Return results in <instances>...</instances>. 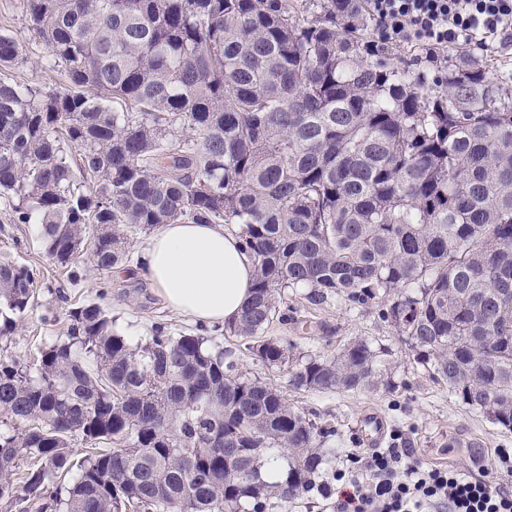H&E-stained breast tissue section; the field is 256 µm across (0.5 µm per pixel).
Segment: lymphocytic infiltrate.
<instances>
[{
  "label": "lymphocytic infiltrate",
  "instance_id": "f902f5d3",
  "mask_svg": "<svg viewBox=\"0 0 512 512\" xmlns=\"http://www.w3.org/2000/svg\"><path fill=\"white\" fill-rule=\"evenodd\" d=\"M379 39L427 56L466 46L483 53L512 43V0H367ZM407 449L354 457L317 491L330 512H512V489L438 466H409Z\"/></svg>",
  "mask_w": 512,
  "mask_h": 512
}]
</instances>
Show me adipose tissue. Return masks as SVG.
Here are the masks:
<instances>
[{"label": "adipose tissue", "mask_w": 512, "mask_h": 512, "mask_svg": "<svg viewBox=\"0 0 512 512\" xmlns=\"http://www.w3.org/2000/svg\"><path fill=\"white\" fill-rule=\"evenodd\" d=\"M141 266L168 308L199 322H234L252 295L253 258L217 224L160 225Z\"/></svg>", "instance_id": "ef3b65f1"}]
</instances>
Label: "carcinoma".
<instances>
[{
    "label": "carcinoma",
    "instance_id": "1",
    "mask_svg": "<svg viewBox=\"0 0 512 512\" xmlns=\"http://www.w3.org/2000/svg\"><path fill=\"white\" fill-rule=\"evenodd\" d=\"M23 10L65 84L0 78V199L50 259L109 270L126 228L236 224L254 290L224 331L245 356L296 364L297 390L376 388L366 340L304 360L266 331L288 288L380 299L460 404L512 430V77L470 55L432 83L391 63L363 0ZM21 58L0 33V70ZM33 300V273L0 262L1 343ZM70 317L32 366L0 347V512H268L316 486L336 430L209 337L133 346L95 302Z\"/></svg>",
    "mask_w": 512,
    "mask_h": 512
}]
</instances>
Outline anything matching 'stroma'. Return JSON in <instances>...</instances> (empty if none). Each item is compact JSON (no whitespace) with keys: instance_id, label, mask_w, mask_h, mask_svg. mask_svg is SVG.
<instances>
[{"instance_id":"35a3bbf8","label":"stroma","mask_w":512,"mask_h":512,"mask_svg":"<svg viewBox=\"0 0 512 512\" xmlns=\"http://www.w3.org/2000/svg\"><path fill=\"white\" fill-rule=\"evenodd\" d=\"M389 49L395 64L426 71L432 78L464 53L463 48L452 47L429 61L419 48L409 44L393 43ZM126 234L128 257L112 269H95L85 258L64 269L45 254L39 225L12 223L0 204V262L27 266L35 280V304L8 343L13 355L32 361L38 349L66 333L70 310L88 301L106 309L115 329L130 342L151 335L161 326L174 335L202 332L224 350L236 351L237 341L225 333L223 325L203 326L165 308L152 285L136 270L149 232L130 228ZM287 296L286 317L271 325L269 335L288 337L299 351L325 355L349 340L366 338L376 349L384 377L391 383L387 390L308 393L290 386L289 368L271 369L240 357L243 371L280 388L295 409L316 412L319 422L335 429L333 469L346 468L352 456L371 454V447L360 441L358 429L363 416L374 413L386 425L385 445L396 443L411 449V463L449 465L460 474L481 477L495 486L512 485V475L500 470L494 461L496 449L512 448V431L458 403L383 318L381 301L351 311L332 298L312 305L301 288L288 290Z\"/></svg>"}]
</instances>
